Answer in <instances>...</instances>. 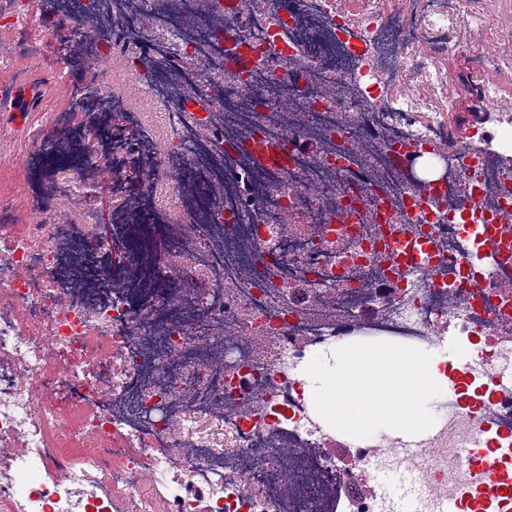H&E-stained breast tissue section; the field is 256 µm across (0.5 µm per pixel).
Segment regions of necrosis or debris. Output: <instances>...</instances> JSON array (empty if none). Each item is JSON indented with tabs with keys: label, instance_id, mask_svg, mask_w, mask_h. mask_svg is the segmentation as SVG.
<instances>
[{
	"label": "necrosis or debris",
	"instance_id": "obj_1",
	"mask_svg": "<svg viewBox=\"0 0 512 512\" xmlns=\"http://www.w3.org/2000/svg\"><path fill=\"white\" fill-rule=\"evenodd\" d=\"M63 14L123 28L103 58L151 67L164 145L146 143V179L172 181L179 216L122 252L45 213L0 252V499L9 512H397L355 497L386 468L421 481L415 512H441L476 484L465 452L512 458V397L439 412L428 451L400 457L378 435L350 466L301 375L343 339L435 344L454 333L485 370L512 358V112L495 129L448 139L444 112L390 94L404 71L433 90L428 58L395 54L391 21L362 35L334 0H59ZM159 18L182 46L146 55ZM339 84L340 93L323 89ZM196 87L185 103L183 88ZM216 132L200 137V124ZM447 141V152L437 150ZM446 171L421 198L398 152ZM224 188L223 199L211 186ZM499 235L469 289L478 250L462 218ZM274 254L281 288L254 281ZM116 449L111 461L103 449Z\"/></svg>",
	"mask_w": 512,
	"mask_h": 512
}]
</instances>
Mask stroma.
Returning a JSON list of instances; mask_svg holds the SVG:
<instances>
[{
    "label": "stroma",
    "mask_w": 512,
    "mask_h": 512,
    "mask_svg": "<svg viewBox=\"0 0 512 512\" xmlns=\"http://www.w3.org/2000/svg\"><path fill=\"white\" fill-rule=\"evenodd\" d=\"M336 5L356 25L372 13L392 17L394 36L416 41L423 54L436 61L447 75L446 92L431 91L413 74L395 91L446 108L454 133L482 128L481 88L495 87L496 105L512 110V58L499 52L500 43L512 41V16L503 13L500 0H337ZM43 9V0H0V87L35 83L45 93L43 110L30 113L25 126L0 111V225H26L34 212L52 209L63 223L93 227L108 221L109 194L73 183L67 196L52 197L46 180L37 176L43 145L70 111L82 78L57 56L71 34L70 26L55 34L42 30ZM432 9L447 10L448 38L456 42V49H444L425 28L423 19Z\"/></svg>",
    "instance_id": "1"
}]
</instances>
